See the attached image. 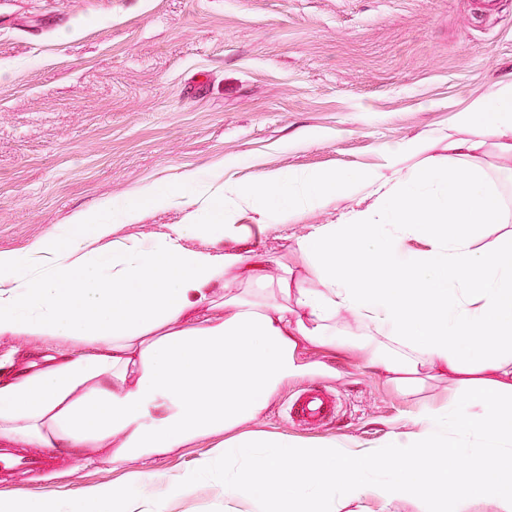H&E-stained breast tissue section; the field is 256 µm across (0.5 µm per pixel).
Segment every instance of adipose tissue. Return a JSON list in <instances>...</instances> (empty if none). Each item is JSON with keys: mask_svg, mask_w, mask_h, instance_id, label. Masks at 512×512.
Listing matches in <instances>:
<instances>
[{"mask_svg": "<svg viewBox=\"0 0 512 512\" xmlns=\"http://www.w3.org/2000/svg\"><path fill=\"white\" fill-rule=\"evenodd\" d=\"M459 121L473 134L448 145L466 171L462 178L445 177L433 164L398 176L410 145L383 146L395 172L390 181L350 168L266 172L246 185L214 186L188 173L179 187L136 192L157 205L194 199L195 209L158 241H114L140 209L107 199L70 216L76 233L68 239L52 233L25 255L0 252V335L94 350L87 358L46 360L0 386V442L54 445L109 465L181 447L255 416L292 370L293 350L303 342L335 347L336 318L348 311L365 331L360 348L368 362L403 394L416 392L426 367L494 376L467 397L453 394L441 407L408 414L411 431H393L376 448L266 440V452L225 481V512L247 504L315 512L322 502L370 496L389 503L407 492L432 512H468L483 495L494 498L497 512H512V235L486 251L475 246L506 218L484 180L481 149L488 133L512 159V83L495 100L472 101ZM361 189L376 194L375 208L296 241L312 288L292 289L286 268L267 277L261 259L183 245L205 221L242 243L250 229L234 224L238 211H251L267 229ZM83 227L100 243L91 257L78 254ZM412 237L426 250L408 249ZM243 282L264 283L279 297L244 301ZM452 434L475 436L469 452L491 469L492 481L449 465L460 454L448 444ZM84 499L94 512H166L163 500L108 486Z\"/></svg>", "mask_w": 512, "mask_h": 512, "instance_id": "adipose-tissue-1", "label": "adipose tissue"}]
</instances>
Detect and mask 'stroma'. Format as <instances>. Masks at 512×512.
<instances>
[{
    "instance_id": "stroma-1",
    "label": "stroma",
    "mask_w": 512,
    "mask_h": 512,
    "mask_svg": "<svg viewBox=\"0 0 512 512\" xmlns=\"http://www.w3.org/2000/svg\"><path fill=\"white\" fill-rule=\"evenodd\" d=\"M0 0V251L25 254L49 233L71 232V212L139 187H164L196 171L248 183L259 172L359 167L384 171L382 146L414 143L410 174L447 162L448 144L469 138L458 114L512 81V0ZM361 191L331 197L266 231L246 256L281 265L296 287L313 282L294 240L374 207ZM183 206L143 205L121 240L158 239ZM336 326L348 345L299 346L296 373L266 397L255 419L155 456L161 479L140 487L169 495L167 479L238 437L287 435L315 448L334 439L385 444L413 407L466 391L461 376L433 373L401 395L353 346L362 329L349 314ZM41 343L0 337V379L41 362ZM320 386L337 400L334 423L288 425L289 399ZM39 482L20 470L0 476V502L22 491L70 499L95 486L125 487L137 462L77 463L52 449ZM248 457L224 460L207 479L169 495L168 512H224V474Z\"/></svg>"
}]
</instances>
